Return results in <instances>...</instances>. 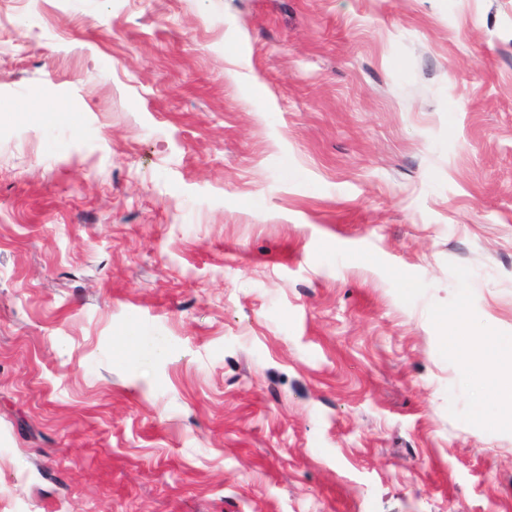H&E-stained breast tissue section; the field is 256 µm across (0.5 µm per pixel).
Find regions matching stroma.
I'll use <instances>...</instances> for the list:
<instances>
[{
	"label": "stroma",
	"instance_id": "1",
	"mask_svg": "<svg viewBox=\"0 0 512 512\" xmlns=\"http://www.w3.org/2000/svg\"><path fill=\"white\" fill-rule=\"evenodd\" d=\"M1 112L0 512H512V0H0ZM451 335L462 353L481 364L479 376L486 399L495 405L507 406L499 414L497 424H512V339L496 336L487 327L471 329L461 316L449 318Z\"/></svg>",
	"mask_w": 512,
	"mask_h": 512
}]
</instances>
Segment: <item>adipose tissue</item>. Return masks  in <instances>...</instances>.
I'll return each instance as SVG.
<instances>
[{
    "label": "adipose tissue",
    "instance_id": "adipose-tissue-1",
    "mask_svg": "<svg viewBox=\"0 0 512 512\" xmlns=\"http://www.w3.org/2000/svg\"><path fill=\"white\" fill-rule=\"evenodd\" d=\"M451 334L463 354L481 365L479 375L489 402L501 405L498 424H512V339L487 327L471 329L464 317L450 318Z\"/></svg>",
    "mask_w": 512,
    "mask_h": 512
}]
</instances>
